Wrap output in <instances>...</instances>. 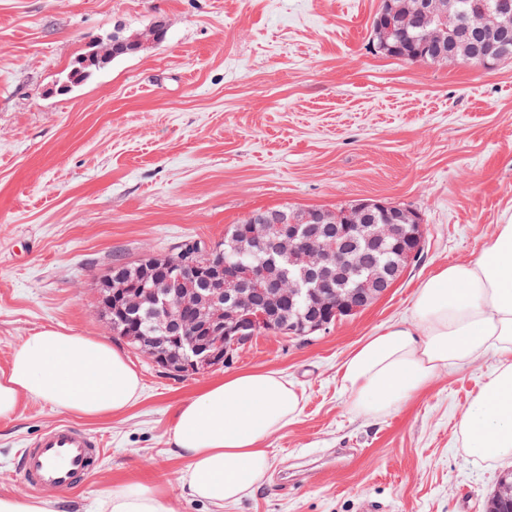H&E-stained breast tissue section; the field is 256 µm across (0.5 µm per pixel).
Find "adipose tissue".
Listing matches in <instances>:
<instances>
[{
	"instance_id": "1",
	"label": "adipose tissue",
	"mask_w": 512,
	"mask_h": 512,
	"mask_svg": "<svg viewBox=\"0 0 512 512\" xmlns=\"http://www.w3.org/2000/svg\"><path fill=\"white\" fill-rule=\"evenodd\" d=\"M494 365L458 428L477 466L512 460V215L473 262L441 268L418 287L407 319L365 338L340 367L350 411L370 422L394 413L443 370L484 357ZM141 381L105 340L35 332L0 369V419L21 398L97 418L139 397ZM303 399L278 372L237 373L205 386L176 410L171 443L186 463L182 488L216 506L238 502L264 483L272 458L265 443L296 418ZM97 512H164L162 492L140 483L112 488Z\"/></svg>"
}]
</instances>
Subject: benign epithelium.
Returning <instances> with one entry per match:
<instances>
[{
  "label": "benign epithelium",
  "instance_id": "1",
  "mask_svg": "<svg viewBox=\"0 0 512 512\" xmlns=\"http://www.w3.org/2000/svg\"><path fill=\"white\" fill-rule=\"evenodd\" d=\"M374 213L384 222L367 223ZM332 216L342 220L334 240L321 227ZM355 235L369 245L399 240L404 264L390 268L366 263V250L345 246V238ZM424 237L425 226L416 212L375 199L341 212L309 209L301 222L292 211L255 215L234 248L241 256L257 246L272 245L286 257L295 292L313 314L308 330L313 334L326 330L334 318L356 315L387 295L419 254ZM158 259L172 267L177 278L199 275L207 287L188 292L146 278L137 287L114 291L106 277L96 289L100 317L112 335L126 333L112 320L114 305L129 315L144 310L154 319L159 333L136 340L137 351L158 367L176 375L200 374L224 363L229 350L247 346L259 328L280 335L292 332L278 309L286 295L284 281L270 279L261 267L223 261L209 243L191 252L150 257ZM332 260L338 269L364 270L363 280L343 303L321 266Z\"/></svg>",
  "mask_w": 512,
  "mask_h": 512
}]
</instances>
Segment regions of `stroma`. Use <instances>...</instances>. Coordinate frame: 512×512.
Returning a JSON list of instances; mask_svg holds the SVG:
<instances>
[{
  "mask_svg": "<svg viewBox=\"0 0 512 512\" xmlns=\"http://www.w3.org/2000/svg\"><path fill=\"white\" fill-rule=\"evenodd\" d=\"M381 0H0V369L52 327L108 337L95 290L114 260L189 237L217 243L253 211L336 209L379 198L419 213L423 255L381 300L314 338L263 334L194 376L126 346L142 395L89 420L22 398L0 420V496L93 512L113 487L163 490L171 512H487L512 461L478 467L458 424L493 358L431 383L382 421L353 416L337 370L381 325L405 317L419 284L477 260L512 214V59L485 69L383 54ZM163 24L165 36L150 32ZM134 54L70 80L112 36ZM277 370L304 398L266 441L265 483L234 505L186 496L169 437L202 386ZM69 421L105 458L71 491L36 488L21 453Z\"/></svg>",
  "mask_w": 512,
  "mask_h": 512,
  "instance_id": "35a3bbf8",
  "label": "stroma"
}]
</instances>
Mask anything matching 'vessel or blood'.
I'll return each mask as SVG.
<instances>
[{
  "mask_svg": "<svg viewBox=\"0 0 512 512\" xmlns=\"http://www.w3.org/2000/svg\"><path fill=\"white\" fill-rule=\"evenodd\" d=\"M100 448L99 438L86 429L60 423L27 448L20 469L32 486L68 490L93 471Z\"/></svg>",
  "mask_w": 512,
  "mask_h": 512,
  "instance_id": "vessel-or-blood-1",
  "label": "vessel or blood"
}]
</instances>
